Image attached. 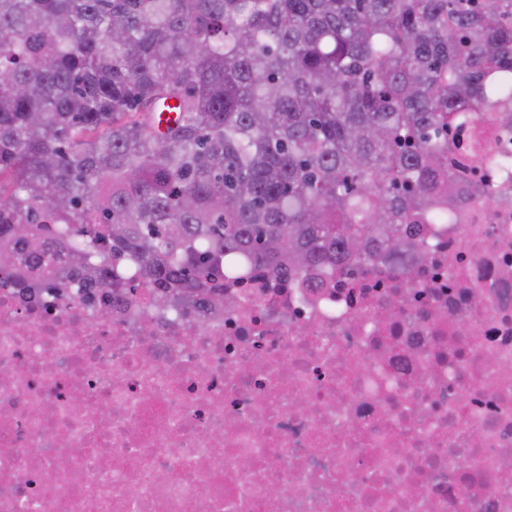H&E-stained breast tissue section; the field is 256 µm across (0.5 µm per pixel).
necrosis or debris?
<instances>
[{
  "label": "necrosis or debris",
  "mask_w": 512,
  "mask_h": 512,
  "mask_svg": "<svg viewBox=\"0 0 512 512\" xmlns=\"http://www.w3.org/2000/svg\"><path fill=\"white\" fill-rule=\"evenodd\" d=\"M506 109L450 131L451 203L370 262L185 311L0 271V512H512Z\"/></svg>",
  "instance_id": "4bbe7bcc"
}]
</instances>
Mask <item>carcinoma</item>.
<instances>
[{"mask_svg":"<svg viewBox=\"0 0 512 512\" xmlns=\"http://www.w3.org/2000/svg\"><path fill=\"white\" fill-rule=\"evenodd\" d=\"M473 2L0 0V254L57 241L63 291L133 264L158 309L224 302L227 262L370 260L452 179L460 103L505 88L512 0Z\"/></svg>","mask_w":512,"mask_h":512,"instance_id":"carcinoma-1","label":"carcinoma"}]
</instances>
